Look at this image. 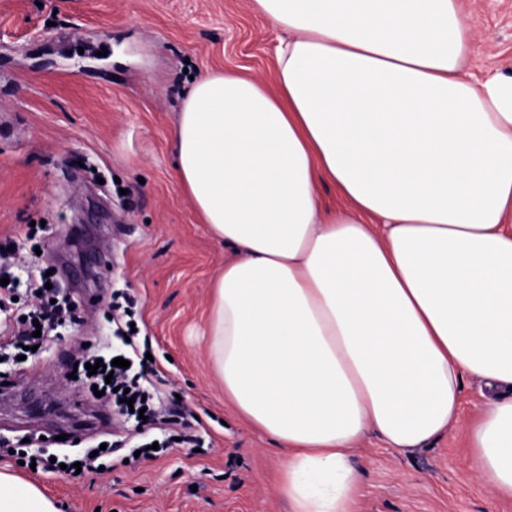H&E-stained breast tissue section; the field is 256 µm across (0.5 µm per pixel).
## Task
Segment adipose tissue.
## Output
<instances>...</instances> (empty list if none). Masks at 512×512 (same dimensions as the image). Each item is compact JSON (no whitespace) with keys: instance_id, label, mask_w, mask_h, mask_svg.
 <instances>
[{"instance_id":"ef3b65f1","label":"adipose tissue","mask_w":512,"mask_h":512,"mask_svg":"<svg viewBox=\"0 0 512 512\" xmlns=\"http://www.w3.org/2000/svg\"><path fill=\"white\" fill-rule=\"evenodd\" d=\"M286 32L274 86L209 72L182 95L176 175L233 253L213 285L224 399L286 458L290 512H356L353 451L408 455L486 390L467 465L512 498V70L461 0H253ZM342 207L326 205L323 182ZM0 512H57L0 471Z\"/></svg>"}]
</instances>
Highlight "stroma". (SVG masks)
<instances>
[{
  "instance_id": "stroma-1",
  "label": "stroma",
  "mask_w": 512,
  "mask_h": 512,
  "mask_svg": "<svg viewBox=\"0 0 512 512\" xmlns=\"http://www.w3.org/2000/svg\"><path fill=\"white\" fill-rule=\"evenodd\" d=\"M480 43L468 71L512 67V0H465ZM282 36L250 0H0V244L54 266L82 317L23 366L0 361V438L74 455L112 441L110 470H0L39 486L63 512H288L272 483L274 442L224 402L205 334L224 246L179 186L171 130L190 77L212 70L274 81ZM135 301L166 403L200 424L201 451L130 458L132 424L71 375L84 348L116 346L113 291ZM456 430L410 455L370 438L358 512H512L479 485Z\"/></svg>"
}]
</instances>
